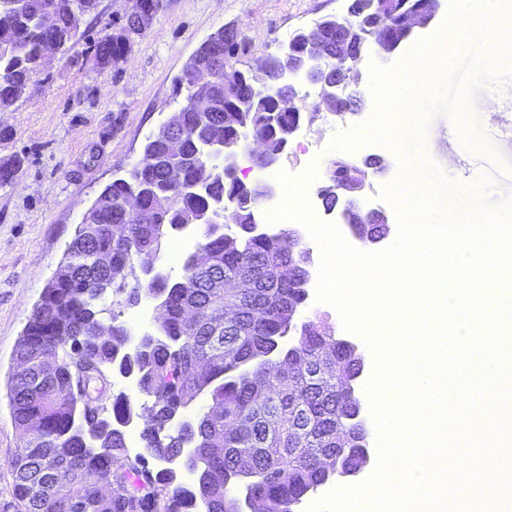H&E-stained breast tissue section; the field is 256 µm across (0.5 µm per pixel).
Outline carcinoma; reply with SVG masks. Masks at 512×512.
<instances>
[{"label":"carcinoma","instance_id":"carcinoma-1","mask_svg":"<svg viewBox=\"0 0 512 512\" xmlns=\"http://www.w3.org/2000/svg\"><path fill=\"white\" fill-rule=\"evenodd\" d=\"M97 0H0V22L20 38L0 43V112L26 97L33 75L70 52L84 33V18ZM53 10V26L42 16ZM96 65L117 66L126 48L106 32L91 46ZM202 90L208 112L185 113L188 134L176 160L164 133L148 137L142 157L127 176L107 185L88 210L56 276L44 287L16 350L17 370L8 380L14 422L37 421L40 437L26 438L10 460L17 512H236L232 487L239 462L250 460L246 489L253 512H296L297 503L321 481L336 455L337 434L352 435L359 462L363 425L345 381L360 371L356 359L336 347L331 328L313 320L308 335L285 349L289 313L305 302L307 269L288 235L269 238L233 216L207 220L229 199L257 193L224 169L216 143L246 151L253 136L277 146L292 120L269 123V110L284 92L271 85L256 94L254 110L236 111L217 79ZM179 164L181 184L165 178ZM140 199L141 214L125 204ZM205 225L204 241L189 254L179 281L144 280L141 269L158 259L174 231ZM137 306L160 302L162 328L137 352L130 332L114 313L103 318L101 302ZM94 363L107 375H134L150 398L143 431L150 455L166 461L193 448L206 476L190 490L170 468L152 473L145 456L130 457L118 428L132 415L128 395L112 409L83 408L78 370ZM206 393L210 404L187 427L177 419Z\"/></svg>","mask_w":512,"mask_h":512}]
</instances>
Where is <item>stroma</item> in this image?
<instances>
[{"instance_id":"1","label":"stroma","mask_w":512,"mask_h":512,"mask_svg":"<svg viewBox=\"0 0 512 512\" xmlns=\"http://www.w3.org/2000/svg\"><path fill=\"white\" fill-rule=\"evenodd\" d=\"M349 0H165L151 27L136 40L127 61L116 68H98L89 45L113 21L123 17L127 0H98L85 19V38L70 56L32 80L26 98L0 112V162L17 168L0 179V512H16L13 475L8 466L22 432L6 396L14 353L34 304L62 261L85 212L99 193L140 158L147 138L181 104L172 88L187 61L212 33L228 23L239 24L247 44L239 57L246 63L277 53L295 31L308 29L329 15L345 13ZM481 56L479 73L459 80L463 96H434L439 110L421 133H408L409 163L418 173L435 166L440 179L426 186L448 198L449 213H480L482 206L512 200V61L493 60L480 40L461 47L458 69L470 54ZM299 106L307 119L290 139L280 166L315 165L307 195L316 200L326 182L331 160L341 156L360 162L377 156L384 170H369L364 203L384 209L390 232L382 243L358 241L351 227L345 240L359 251H383L399 232L397 202L382 197L402 162L388 147L371 143L347 152L335 142L367 124L375 113L372 94H365L359 115L331 117L320 111L317 90L300 86ZM322 318L337 338H351L364 357V371L355 379L360 418L368 430L366 446L376 448L372 402L366 390L376 355L361 336H349L340 313L331 304L303 305L298 322Z\"/></svg>"}]
</instances>
